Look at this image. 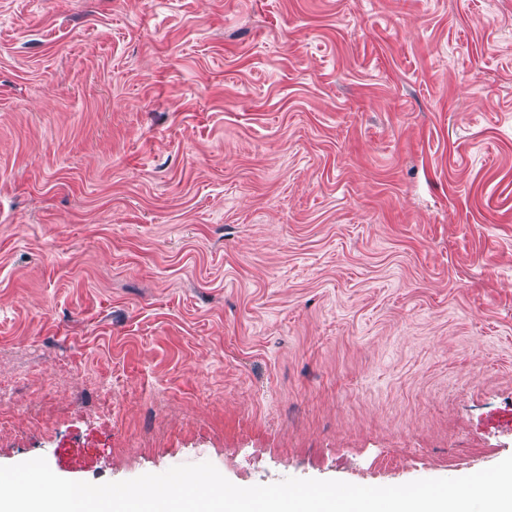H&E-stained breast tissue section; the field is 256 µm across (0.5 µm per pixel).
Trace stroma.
<instances>
[{
    "instance_id": "obj_1",
    "label": "stroma",
    "mask_w": 512,
    "mask_h": 512,
    "mask_svg": "<svg viewBox=\"0 0 512 512\" xmlns=\"http://www.w3.org/2000/svg\"><path fill=\"white\" fill-rule=\"evenodd\" d=\"M0 389L93 484L512 456V0H0Z\"/></svg>"
}]
</instances>
